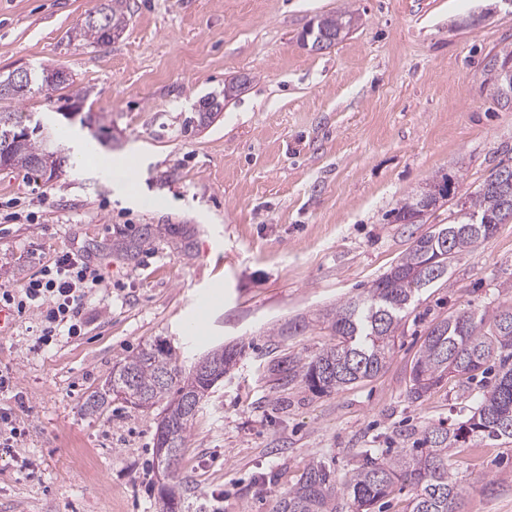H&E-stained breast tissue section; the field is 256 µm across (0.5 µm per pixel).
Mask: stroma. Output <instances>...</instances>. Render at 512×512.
I'll list each match as a JSON object with an SVG mask.
<instances>
[{
  "label": "stroma",
  "mask_w": 512,
  "mask_h": 512,
  "mask_svg": "<svg viewBox=\"0 0 512 512\" xmlns=\"http://www.w3.org/2000/svg\"><path fill=\"white\" fill-rule=\"evenodd\" d=\"M110 44L71 39L100 0H0V75L64 68L111 138L61 124L70 150L54 179L0 168V285L20 287L58 251L83 248L109 276L80 339L33 350L40 313L0 335V392L21 436L0 456V512H159L155 410L120 401L84 409L116 362L155 340L189 370L208 350L242 354L195 416L171 480L181 512H272L305 469L343 477L366 448L411 447L432 423L466 419L493 373L457 376L408 395L428 327L463 310L512 302V222L452 261L449 285L423 289L388 368L317 394L281 385L273 361L311 358L333 338L321 314L364 293L428 225L393 212L433 180L474 191L512 158V102L485 65L512 41L502 0H127ZM349 10L357 26L322 51L302 35ZM251 82L207 128L189 124L231 79ZM139 145L123 192L92 154ZM191 224L189 255L155 239L132 261L118 230ZM299 322L297 333L269 338ZM448 463L465 491L458 512H512V443L469 441Z\"/></svg>",
  "instance_id": "35a3bbf8"
}]
</instances>
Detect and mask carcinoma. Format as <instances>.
<instances>
[{
  "mask_svg": "<svg viewBox=\"0 0 512 512\" xmlns=\"http://www.w3.org/2000/svg\"><path fill=\"white\" fill-rule=\"evenodd\" d=\"M129 22L125 0H106L88 13L75 37L96 45L119 37ZM348 11L322 17L316 32L324 35L318 49L324 50L344 38L353 27ZM512 64V44L501 46L489 58L488 71ZM34 83L3 95L23 103L34 94L50 99L69 89L65 100L81 105L85 91L73 90L72 75L62 69L31 70ZM244 78L224 86L223 99L212 95L201 101L197 126H209L220 114L224 101L246 85ZM23 112H0V165L24 168L36 174L55 173L69 157L56 138V130L31 132L6 140L5 133L24 123ZM422 196H411L396 209L404 224H424L419 217ZM512 211V158L498 163L492 173L454 211L453 221L435 226L418 236L400 260L366 292L336 306L324 316L334 343L309 358L279 361L271 367L283 384L299 380L312 391L326 392L373 378L389 364L402 335L403 321L417 294L427 286L449 281L448 266L459 253L472 251L497 231L495 220ZM167 235L174 249L187 254L192 231L187 227L142 224L113 241L112 248L132 260L156 238ZM431 263L427 270L423 265ZM238 351L222 345L203 357L209 374L192 370L183 374L175 348L159 340L128 355L112 366L104 383L85 404L91 414H100L117 399L136 409L157 408L154 447L182 451L193 420L216 382L237 363ZM498 363L495 381L472 408L467 420L454 427L442 423L426 426L415 446L381 456L361 452L360 463L342 479L333 478L325 466L311 464L296 486L281 495L276 512H374L400 483L412 488L407 512H456L463 488L448 469V449L472 438L512 442V303H504L490 316L466 310L433 323L410 371L409 396L420 399L434 386L458 375L474 377L489 362ZM159 512H180V499L173 490L159 492Z\"/></svg>",
  "mask_w": 512,
  "mask_h": 512,
  "instance_id": "cac0c4a2",
  "label": "carcinoma"
}]
</instances>
